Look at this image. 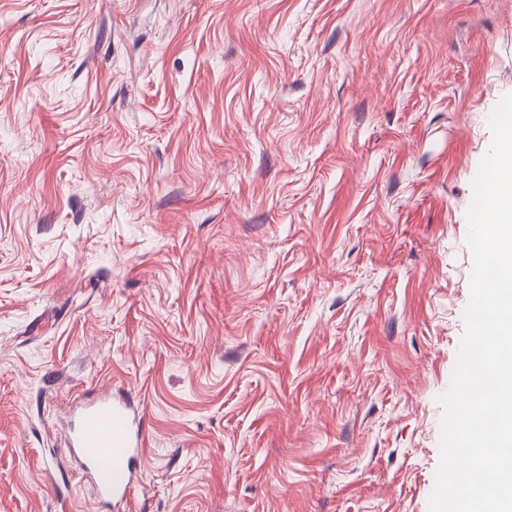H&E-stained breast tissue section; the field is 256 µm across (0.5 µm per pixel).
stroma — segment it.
Instances as JSON below:
<instances>
[{
  "instance_id": "35a3bbf8",
  "label": "stroma",
  "mask_w": 512,
  "mask_h": 512,
  "mask_svg": "<svg viewBox=\"0 0 512 512\" xmlns=\"http://www.w3.org/2000/svg\"><path fill=\"white\" fill-rule=\"evenodd\" d=\"M512 0H0V512H429ZM142 438L133 407L106 394L81 405L68 450L92 474L100 496L117 504L135 485L133 458Z\"/></svg>"
}]
</instances>
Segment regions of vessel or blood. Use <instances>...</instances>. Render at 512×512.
<instances>
[{
	"label": "vessel or blood",
	"mask_w": 512,
	"mask_h": 512,
	"mask_svg": "<svg viewBox=\"0 0 512 512\" xmlns=\"http://www.w3.org/2000/svg\"><path fill=\"white\" fill-rule=\"evenodd\" d=\"M142 438L133 407L106 394L81 405L70 451L92 474L100 496L117 504L135 485L133 458Z\"/></svg>",
	"instance_id": "b4317fda"
}]
</instances>
